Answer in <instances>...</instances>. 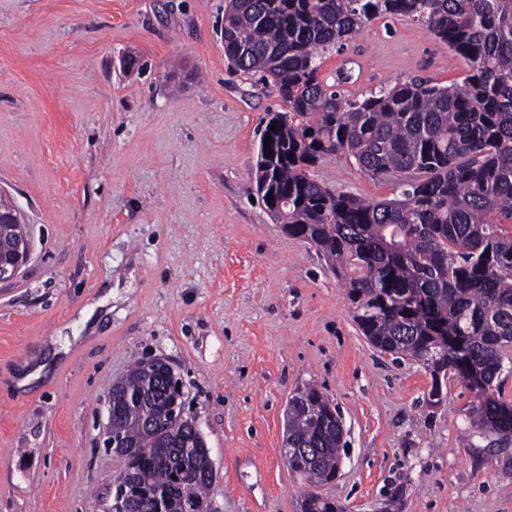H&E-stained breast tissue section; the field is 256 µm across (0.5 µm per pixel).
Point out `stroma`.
Here are the masks:
<instances>
[{
    "label": "stroma",
    "instance_id": "stroma-1",
    "mask_svg": "<svg viewBox=\"0 0 512 512\" xmlns=\"http://www.w3.org/2000/svg\"><path fill=\"white\" fill-rule=\"evenodd\" d=\"M226 0H0V195L29 264L0 282V512H104L122 461L106 394L133 357L167 359L206 439L221 512H302L285 406L312 385L346 445L344 512H512V461L469 421L478 395L362 336L342 278L250 200L277 88L230 70ZM348 98L463 84L466 60L404 16L325 55ZM366 201L393 183L336 156L314 170Z\"/></svg>",
    "mask_w": 512,
    "mask_h": 512
}]
</instances>
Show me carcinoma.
I'll return each mask as SVG.
<instances>
[{"instance_id": "carcinoma-1", "label": "carcinoma", "mask_w": 512, "mask_h": 512, "mask_svg": "<svg viewBox=\"0 0 512 512\" xmlns=\"http://www.w3.org/2000/svg\"><path fill=\"white\" fill-rule=\"evenodd\" d=\"M395 15L468 62L465 86L414 80L351 101L321 79L328 51ZM222 34L230 66L274 83L285 104L265 118L255 194L347 281L368 342L431 375L430 404L448 373L481 377L470 422L489 455L511 457L512 430L496 420L508 403L494 393L512 359V0H228ZM337 155L395 179L399 194L365 204L328 188L312 171ZM111 389L127 443L120 475L140 491L131 512H153L158 492L176 507L206 504L210 449L168 411L185 397L143 359ZM339 419L314 387L288 400V446L300 450L288 466L311 488L303 512H337L318 489L336 477Z\"/></svg>"}]
</instances>
